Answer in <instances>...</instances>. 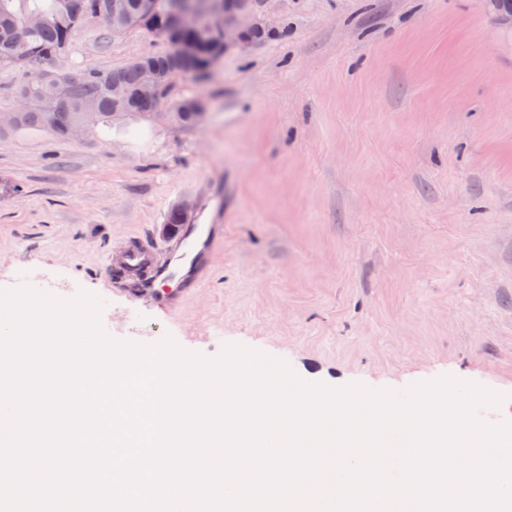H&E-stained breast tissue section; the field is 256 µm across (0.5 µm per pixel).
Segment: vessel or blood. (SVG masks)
Returning a JSON list of instances; mask_svg holds the SVG:
<instances>
[{
	"label": "vessel or blood",
	"mask_w": 512,
	"mask_h": 512,
	"mask_svg": "<svg viewBox=\"0 0 512 512\" xmlns=\"http://www.w3.org/2000/svg\"><path fill=\"white\" fill-rule=\"evenodd\" d=\"M176 245L173 260L156 262L154 248L147 246L127 247L119 260L125 274L131 275L142 265H150L151 274L146 285L132 291L133 300L149 298L165 309L188 299V289L194 269L199 265L204 251L216 248V227L212 224H178L171 232Z\"/></svg>",
	"instance_id": "vessel-or-blood-1"
}]
</instances>
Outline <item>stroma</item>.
Segmentation results:
<instances>
[{
    "label": "stroma",
    "instance_id": "35a3bbf8",
    "mask_svg": "<svg viewBox=\"0 0 512 512\" xmlns=\"http://www.w3.org/2000/svg\"><path fill=\"white\" fill-rule=\"evenodd\" d=\"M275 31L180 77L195 127L133 117L59 139L0 130V290L99 296L111 338L228 344L303 381L402 391L443 376L512 422V21L485 0H264ZM86 19L64 73L165 52ZM219 224L179 314L132 301L110 260Z\"/></svg>",
    "mask_w": 512,
    "mask_h": 512
}]
</instances>
